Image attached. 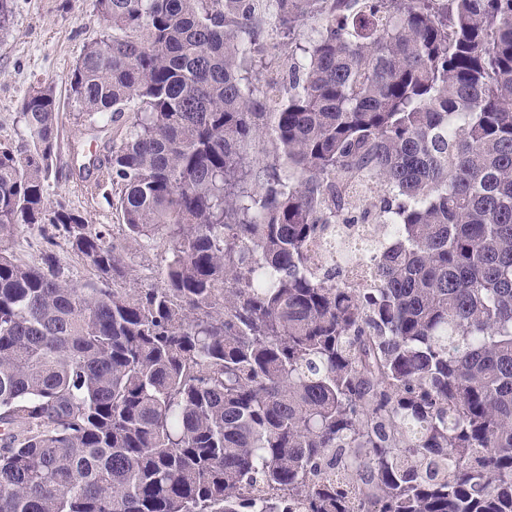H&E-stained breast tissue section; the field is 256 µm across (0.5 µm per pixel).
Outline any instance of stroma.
<instances>
[{
	"label": "stroma",
	"mask_w": 512,
	"mask_h": 512,
	"mask_svg": "<svg viewBox=\"0 0 512 512\" xmlns=\"http://www.w3.org/2000/svg\"><path fill=\"white\" fill-rule=\"evenodd\" d=\"M258 18L262 51L255 57L252 75L263 85L287 77L292 56L298 55L321 21L308 19L294 37L287 38L276 28L267 0H262ZM104 28L96 0H13L10 26L0 33V141L17 142L21 99L37 83L51 84L59 105L63 169L59 178L51 182L49 195L65 199L72 209L85 214L90 223L104 225L118 241L122 238L118 212L102 196L90 194V181L81 178L77 168L85 156L106 157L111 143L119 141L124 133L125 123L120 120L105 131H95L89 122L78 117L68 95V80L76 62ZM6 247L28 262L38 260L50 249L70 278L83 281L93 276L88 263L74 256L64 241L49 245L39 229H20ZM165 257L166 246L160 239L149 246L134 248L132 287L156 284V273Z\"/></svg>",
	"instance_id": "obj_1"
}]
</instances>
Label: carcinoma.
Segmentation results:
<instances>
[{"mask_svg":"<svg viewBox=\"0 0 512 512\" xmlns=\"http://www.w3.org/2000/svg\"><path fill=\"white\" fill-rule=\"evenodd\" d=\"M272 2L323 20L277 100L255 0H97L69 91L101 131L133 109L90 185L124 247L49 200L56 97L22 99L0 242L97 278L0 249V512H512V0ZM371 216L370 287L313 263ZM372 227V224H336V233L333 231L332 237L323 244V249L335 248L336 237L343 240L367 236ZM56 245H50L37 228H22L5 242L8 252L24 261H37L46 250H52L58 257L65 274L70 278L84 281L95 278L93 270L70 251L62 238H56ZM165 242L157 239L150 246L136 247L131 250L132 255V276L133 279L127 286L131 288H149L156 284V273L161 265L164 264L166 257Z\"/></svg>","mask_w":512,"mask_h":512,"instance_id":"carcinoma-1","label":"carcinoma"}]
</instances>
